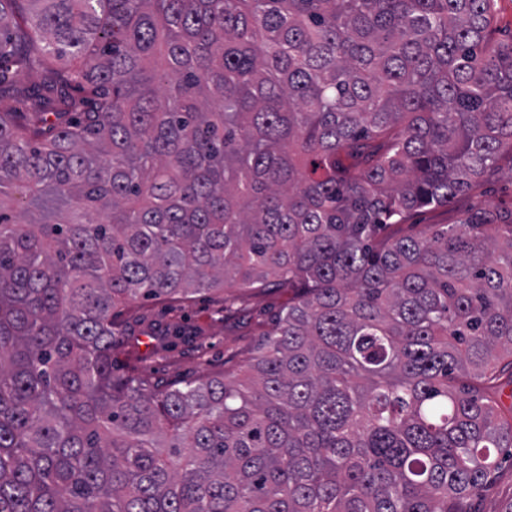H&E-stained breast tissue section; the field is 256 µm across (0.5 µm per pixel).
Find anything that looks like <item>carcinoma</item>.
I'll return each mask as SVG.
<instances>
[{
	"label": "carcinoma",
	"mask_w": 512,
	"mask_h": 512,
	"mask_svg": "<svg viewBox=\"0 0 512 512\" xmlns=\"http://www.w3.org/2000/svg\"><path fill=\"white\" fill-rule=\"evenodd\" d=\"M493 20L0 0V512H472L512 448V205L396 227L512 158ZM232 288L288 290L237 374L116 371L119 305Z\"/></svg>",
	"instance_id": "cac0c4a2"
}]
</instances>
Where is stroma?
<instances>
[{"instance_id":"obj_1","label":"stroma","mask_w":512,"mask_h":512,"mask_svg":"<svg viewBox=\"0 0 512 512\" xmlns=\"http://www.w3.org/2000/svg\"><path fill=\"white\" fill-rule=\"evenodd\" d=\"M512 202V163L502 162L499 170L476 194L459 197L449 207H424L411 213L401 227L402 234L416 235L426 227L456 223L461 212L486 204ZM234 304L225 308L219 293L199 292L182 300L181 308L165 312L163 301L141 299L119 307L124 342L116 350L118 365L132 364L159 387L182 386L184 382L217 374L234 373L255 352L260 335L271 327L274 316L288 300L280 289L233 290ZM177 322L198 333L195 343L177 344L151 350L144 346L151 325ZM512 500V458L503 457L500 466L481 493L478 512H500Z\"/></svg>"}]
</instances>
